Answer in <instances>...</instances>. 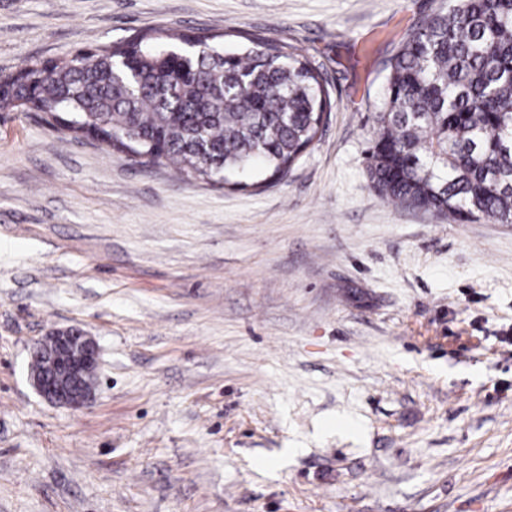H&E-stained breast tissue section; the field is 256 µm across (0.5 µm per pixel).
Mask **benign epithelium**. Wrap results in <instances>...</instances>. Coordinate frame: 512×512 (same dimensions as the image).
Returning a JSON list of instances; mask_svg holds the SVG:
<instances>
[{
  "label": "benign epithelium",
  "instance_id": "1",
  "mask_svg": "<svg viewBox=\"0 0 512 512\" xmlns=\"http://www.w3.org/2000/svg\"><path fill=\"white\" fill-rule=\"evenodd\" d=\"M53 346L44 367L36 366L39 348L32 349L30 380L36 391L52 404L80 410L94 398V387L83 383L84 373L99 363L96 341L77 328L55 329L38 344Z\"/></svg>",
  "mask_w": 512,
  "mask_h": 512
}]
</instances>
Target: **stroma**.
<instances>
[{
    "label": "stroma",
    "instance_id": "stroma-1",
    "mask_svg": "<svg viewBox=\"0 0 512 512\" xmlns=\"http://www.w3.org/2000/svg\"><path fill=\"white\" fill-rule=\"evenodd\" d=\"M449 0H0V78L159 28L290 44L331 110L263 189L0 112V512H512V224L391 205L366 151ZM100 348L73 411L34 342ZM53 346L44 367H35L43 342ZM32 348L30 380L36 391L52 404L80 410L94 398V387L83 383L84 373H95L99 358L96 341L77 328L55 329Z\"/></svg>",
    "mask_w": 512,
    "mask_h": 512
}]
</instances>
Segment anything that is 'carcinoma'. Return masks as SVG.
Returning <instances> with one entry per match:
<instances>
[{
  "label": "carcinoma",
  "instance_id": "cac0c4a2",
  "mask_svg": "<svg viewBox=\"0 0 512 512\" xmlns=\"http://www.w3.org/2000/svg\"><path fill=\"white\" fill-rule=\"evenodd\" d=\"M226 48L215 35L146 32L80 60L5 78L0 112H46L69 130L186 177L282 178L314 142L330 94L282 42ZM367 152L393 204L512 224V0H451L394 57Z\"/></svg>",
  "mask_w": 512,
  "mask_h": 512
}]
</instances>
